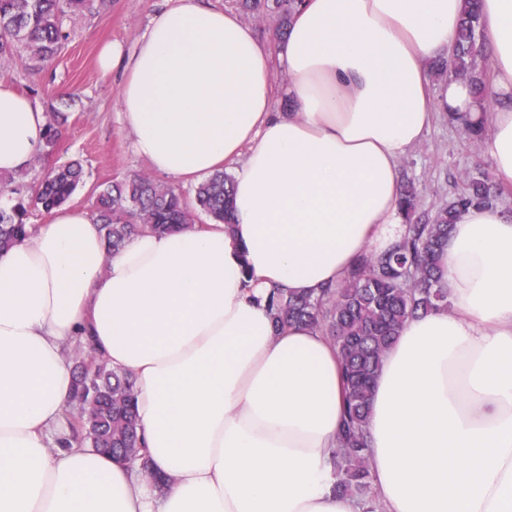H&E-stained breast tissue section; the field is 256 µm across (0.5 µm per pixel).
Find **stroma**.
Masks as SVG:
<instances>
[{
  "instance_id": "obj_1",
  "label": "stroma",
  "mask_w": 512,
  "mask_h": 512,
  "mask_svg": "<svg viewBox=\"0 0 512 512\" xmlns=\"http://www.w3.org/2000/svg\"><path fill=\"white\" fill-rule=\"evenodd\" d=\"M163 4L164 0H105L104 6L70 16L68 42L52 62L0 59V79L35 100L45 114L63 115L56 147L31 162L22 174L24 182L37 181L48 169L80 160L85 180L69 205L88 211L97 185L149 173V166L132 154L120 129L118 81L102 78L95 59L100 44L108 39L133 48L150 13ZM399 167L416 181L420 209L431 212L448 201L462 176L479 168L491 169L492 163L485 143L470 142L457 125L438 114Z\"/></svg>"
}]
</instances>
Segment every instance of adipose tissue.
<instances>
[{"mask_svg": "<svg viewBox=\"0 0 512 512\" xmlns=\"http://www.w3.org/2000/svg\"><path fill=\"white\" fill-rule=\"evenodd\" d=\"M465 0H303L268 49L210 0H166L121 72L135 155L188 185L233 173L231 226L142 232L105 249L62 206L0 253V512H363L333 489L344 413L323 328L275 329L271 289L318 296L407 230L398 163L434 113L479 118L471 86L431 95ZM496 107L487 150L512 191V0H482ZM291 109L274 111L272 70ZM46 115L0 82V174L42 153ZM448 306L408 319L367 420L379 512H512V214L471 207L439 264ZM133 373L139 434L165 487L85 447L68 355Z\"/></svg>", "mask_w": 512, "mask_h": 512, "instance_id": "adipose-tissue-1", "label": "adipose tissue"}]
</instances>
